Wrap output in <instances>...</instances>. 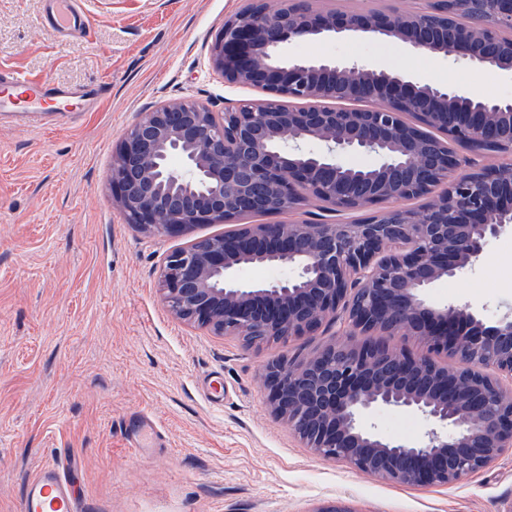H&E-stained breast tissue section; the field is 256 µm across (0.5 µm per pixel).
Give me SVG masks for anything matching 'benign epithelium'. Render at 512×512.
<instances>
[{"label":"benign epithelium","instance_id":"7a95c632","mask_svg":"<svg viewBox=\"0 0 512 512\" xmlns=\"http://www.w3.org/2000/svg\"><path fill=\"white\" fill-rule=\"evenodd\" d=\"M346 34L512 72V0H420L405 12H339L305 0L272 11L253 0L224 20L209 62L224 83L266 98L221 113L188 100L143 113L113 158V202L140 232L178 237L325 199L333 221L238 224L175 249L160 271L163 300L177 318L253 346L341 320L347 336H414L431 353L453 355L448 369L372 340L335 342L307 360L264 368L272 414L318 456L386 481L450 485L512 450V314L486 326L468 306L433 307L424 294L512 232V160L482 163L512 155V99L357 61L280 55L286 43ZM351 153L377 163L349 166L342 157ZM427 195L418 209L391 206ZM257 262L293 274L238 279ZM382 408L419 414L429 429L411 441L386 437L366 425Z\"/></svg>","mask_w":512,"mask_h":512}]
</instances>
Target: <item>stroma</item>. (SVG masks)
I'll list each match as a JSON object with an SVG mask.
<instances>
[{
    "mask_svg": "<svg viewBox=\"0 0 512 512\" xmlns=\"http://www.w3.org/2000/svg\"><path fill=\"white\" fill-rule=\"evenodd\" d=\"M249 0H82L90 27L65 37L46 0H0V71L82 91L109 83L95 111L0 118V512H20L26 483L60 461L82 512H506L512 451L448 486L389 482L324 460L270 412L264 366L303 360L341 324L248 347L176 319L159 274L184 237H147L112 201V158L141 113L180 99L213 112L260 100L225 84L209 50ZM288 56L369 63L423 82L512 99V77L399 41L357 36L285 45ZM434 305L469 304L486 324L512 311V232L471 271L429 288ZM223 375L224 398L208 390ZM160 427L133 447L139 415ZM370 420L416 439L417 414Z\"/></svg>",
    "mask_w": 512,
    "mask_h": 512,
    "instance_id": "1",
    "label": "stroma"
}]
</instances>
